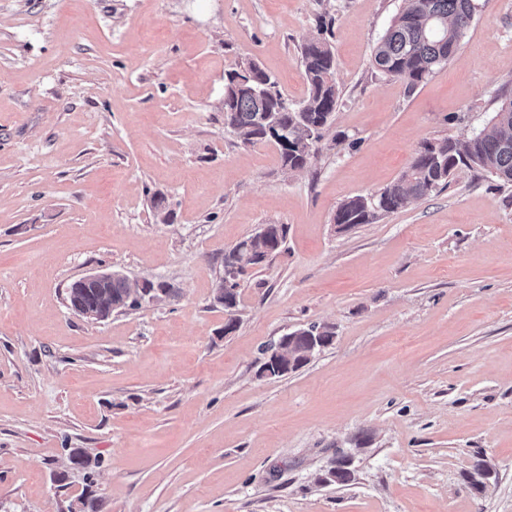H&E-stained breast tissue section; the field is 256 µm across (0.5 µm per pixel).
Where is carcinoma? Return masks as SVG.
Returning a JSON list of instances; mask_svg holds the SVG:
<instances>
[{"label":"carcinoma","mask_w":512,"mask_h":512,"mask_svg":"<svg viewBox=\"0 0 512 512\" xmlns=\"http://www.w3.org/2000/svg\"><path fill=\"white\" fill-rule=\"evenodd\" d=\"M474 11L473 0H404L403 8L373 48V68L415 88L453 57ZM301 63L307 95L297 105L288 103L277 81L254 61L224 73V126L244 145L275 143L282 166L291 171L307 167L316 154L317 142L332 121L339 98L335 57L327 42H306L301 47ZM461 167L512 182V100L502 103L490 121L465 141L448 138L441 144H422L406 170L380 191L377 199L357 195L344 200L334 221L346 228L371 224L385 213L429 196ZM286 234L285 225L269 224L264 235L254 233L241 239L224 251V275L244 281L250 271L282 250ZM104 291L112 298L115 311L144 303L138 289L122 277L112 278L104 289L79 278L68 288L70 308L78 313L94 310ZM239 298L238 290L228 299L221 298L229 301L224 312L233 332L239 324ZM317 336L330 339L335 332L329 325H310L299 329L297 335L280 337L263 353L271 359L283 350L295 372L321 349L315 342Z\"/></svg>","instance_id":"carcinoma-1"}]
</instances>
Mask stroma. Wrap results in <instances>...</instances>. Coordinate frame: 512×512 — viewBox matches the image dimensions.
I'll return each mask as SVG.
<instances>
[{
    "instance_id": "obj_1",
    "label": "stroma",
    "mask_w": 512,
    "mask_h": 512,
    "mask_svg": "<svg viewBox=\"0 0 512 512\" xmlns=\"http://www.w3.org/2000/svg\"><path fill=\"white\" fill-rule=\"evenodd\" d=\"M402 6L0 0V512H512V184L462 168L374 223L333 224L512 96V0H477L413 89L371 66ZM317 37L339 101L291 172L225 128L224 72L256 61L298 102ZM262 224L287 225L285 246L228 335L224 251ZM113 271L175 292L75 314L70 283ZM313 323L333 344L259 377L261 346ZM481 459L495 476L478 491Z\"/></svg>"
}]
</instances>
